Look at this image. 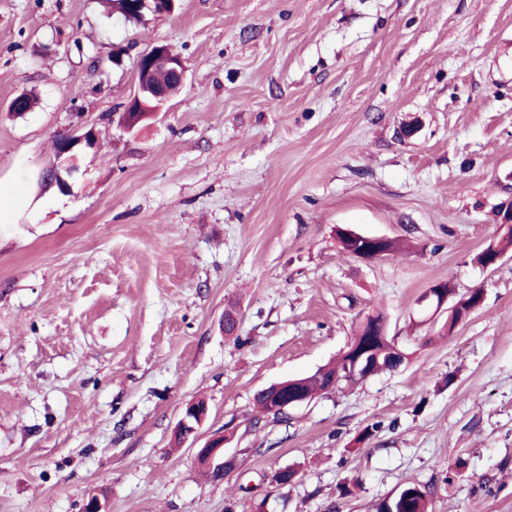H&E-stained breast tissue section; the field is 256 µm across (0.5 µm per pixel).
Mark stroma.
Returning <instances> with one entry per match:
<instances>
[{
    "instance_id": "35a3bbf8",
    "label": "stroma",
    "mask_w": 512,
    "mask_h": 512,
    "mask_svg": "<svg viewBox=\"0 0 512 512\" xmlns=\"http://www.w3.org/2000/svg\"><path fill=\"white\" fill-rule=\"evenodd\" d=\"M158 42L187 80L124 131ZM77 124L70 191L41 187ZM1 185L0 512H375L427 482L432 512H512V250L474 261L512 206V0H0ZM340 226L408 249L342 254ZM441 281L484 291L451 331L416 305ZM372 311L407 365L257 412ZM198 399L221 481L174 441ZM288 385V380L274 383L260 391V393L263 395L256 394L255 402L260 411L268 415H273V417L277 419H286V415H282L281 417H278V415L286 412L290 408L300 406L308 401L307 397L301 395L288 397ZM264 395L269 397V399L273 402V411L278 415L271 412L270 402ZM229 438L226 436L210 437L201 447L195 448V456L197 460H202L206 465L212 469L217 470L219 473H224L225 464L231 459H225L224 457V445L228 443ZM207 467L205 468L206 473L214 480H217L218 476ZM233 469V462H229L225 466L226 473Z\"/></svg>"
}]
</instances>
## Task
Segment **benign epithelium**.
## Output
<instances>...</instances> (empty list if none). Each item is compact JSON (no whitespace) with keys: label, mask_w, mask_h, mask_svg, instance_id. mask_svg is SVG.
Listing matches in <instances>:
<instances>
[{"label":"benign epithelium","mask_w":512,"mask_h":512,"mask_svg":"<svg viewBox=\"0 0 512 512\" xmlns=\"http://www.w3.org/2000/svg\"><path fill=\"white\" fill-rule=\"evenodd\" d=\"M162 67L169 73L170 83L167 87L151 86L139 88L127 104L122 114L121 126L126 130L133 129L140 121L155 114L163 104L171 98L173 89L181 86L187 78V67L183 59L170 53L167 45L157 43L145 51L137 61V68L153 69ZM94 145L92 132L78 133L68 131L59 135L55 149L56 162L49 166L52 170L51 184L59 191L70 190V179L78 171V159L81 147L91 148ZM339 234L347 241L358 242L362 247L352 252V255L365 260H379L388 257L383 247L390 238L384 236H366L352 229L340 228ZM446 283L439 282L427 288L419 297L417 305L424 310L431 309L439 312L448 302V292L445 291ZM261 393L273 402V411L281 414L290 408L302 405L308 398L295 395L288 396V382L274 383L261 390ZM208 415V406L199 402H193L186 407L180 418L176 435L180 441L187 442L197 438L199 428L203 425ZM226 436H212L201 447L196 448L195 456L206 465L220 473L224 472L227 460L224 457V445L228 443Z\"/></svg>","instance_id":"1"}]
</instances>
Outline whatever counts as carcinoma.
<instances>
[{"label":"carcinoma","instance_id":"cac0c4a2","mask_svg":"<svg viewBox=\"0 0 512 512\" xmlns=\"http://www.w3.org/2000/svg\"><path fill=\"white\" fill-rule=\"evenodd\" d=\"M168 84V76L161 68L147 72H137V85L149 87ZM483 293L479 289L471 290L456 297L459 308L454 316L448 318L446 326L453 331L463 316H468L482 305ZM410 354L400 348L388 335L386 318L381 313H367L358 322L355 335L350 344L333 362L321 367V375L294 379L293 388H299L309 397H314L331 384L340 388L363 381L383 371H393L409 361ZM356 367L365 372V377L353 376L346 369ZM434 487L429 484H410L400 489L394 496L378 504L376 512H428Z\"/></svg>","mask_w":512,"mask_h":512}]
</instances>
